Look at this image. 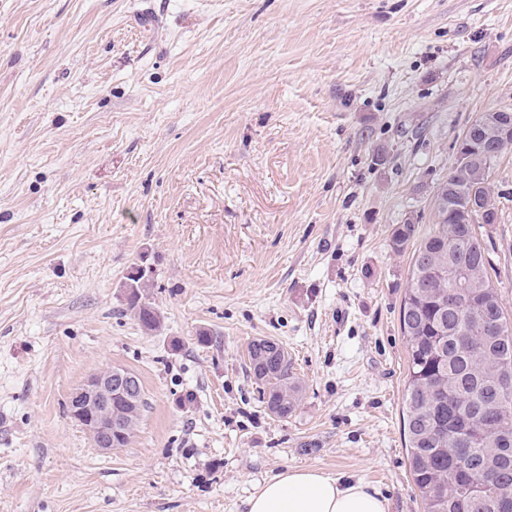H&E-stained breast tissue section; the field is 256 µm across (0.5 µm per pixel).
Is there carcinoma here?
Segmentation results:
<instances>
[{
    "label": "carcinoma",
    "instance_id": "cac0c4a2",
    "mask_svg": "<svg viewBox=\"0 0 512 512\" xmlns=\"http://www.w3.org/2000/svg\"><path fill=\"white\" fill-rule=\"evenodd\" d=\"M477 116L456 141L462 159L442 182L435 224L415 247L400 308L408 348L403 435L427 512H512V323L491 283L477 224H494L489 177L509 130ZM415 224L397 225L390 247L403 252ZM153 271L134 262L125 276V310L149 331L161 316L148 296ZM249 372L271 414L286 419L301 387L283 347L248 345Z\"/></svg>",
    "mask_w": 512,
    "mask_h": 512
}]
</instances>
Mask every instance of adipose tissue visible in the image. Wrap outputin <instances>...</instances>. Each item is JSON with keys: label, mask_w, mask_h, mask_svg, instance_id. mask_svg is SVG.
<instances>
[{"label": "adipose tissue", "mask_w": 512, "mask_h": 512, "mask_svg": "<svg viewBox=\"0 0 512 512\" xmlns=\"http://www.w3.org/2000/svg\"><path fill=\"white\" fill-rule=\"evenodd\" d=\"M389 503L361 480H345L314 468H287L265 480L246 512H388Z\"/></svg>", "instance_id": "ef3b65f1"}]
</instances>
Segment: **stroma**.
<instances>
[{
	"instance_id": "stroma-1",
	"label": "stroma",
	"mask_w": 512,
	"mask_h": 512,
	"mask_svg": "<svg viewBox=\"0 0 512 512\" xmlns=\"http://www.w3.org/2000/svg\"><path fill=\"white\" fill-rule=\"evenodd\" d=\"M495 109L512 0H0V512H246L288 467L425 512L389 240L430 232ZM490 187L512 316V146ZM142 256L153 332L121 301ZM258 338L303 387L291 417L249 374ZM109 368L148 406L103 452L68 402Z\"/></svg>"
}]
</instances>
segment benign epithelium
I'll use <instances>...</instances> for the list:
<instances>
[{
	"label": "benign epithelium",
	"mask_w": 512,
	"mask_h": 512,
	"mask_svg": "<svg viewBox=\"0 0 512 512\" xmlns=\"http://www.w3.org/2000/svg\"><path fill=\"white\" fill-rule=\"evenodd\" d=\"M140 386L137 375L119 368L95 373L71 396L69 404L75 420L90 436L95 446L110 451L112 434L124 435L127 424L123 413H112L115 403L137 405Z\"/></svg>",
	"instance_id": "7a95c632"
}]
</instances>
